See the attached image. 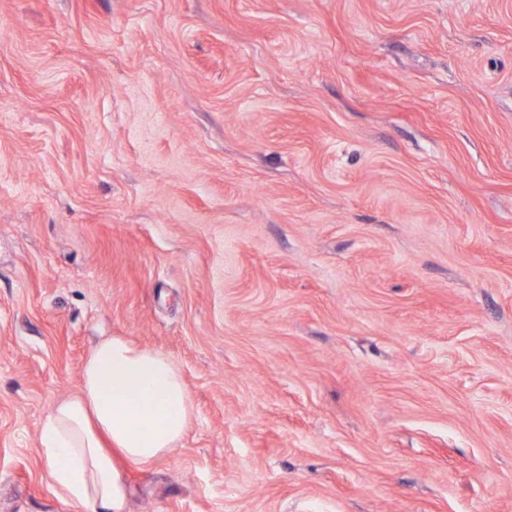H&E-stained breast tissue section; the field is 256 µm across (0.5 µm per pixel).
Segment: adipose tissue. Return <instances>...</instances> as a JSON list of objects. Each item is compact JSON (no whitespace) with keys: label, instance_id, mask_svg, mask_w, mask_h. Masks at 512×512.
Masks as SVG:
<instances>
[{"label":"adipose tissue","instance_id":"adipose-tissue-1","mask_svg":"<svg viewBox=\"0 0 512 512\" xmlns=\"http://www.w3.org/2000/svg\"><path fill=\"white\" fill-rule=\"evenodd\" d=\"M194 419L181 366L123 336L100 340L77 391L40 424V452L54 493L76 507L127 512L122 465L144 466L174 452Z\"/></svg>","mask_w":512,"mask_h":512}]
</instances>
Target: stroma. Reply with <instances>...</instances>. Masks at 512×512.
Segmentation results:
<instances>
[{
    "label": "stroma",
    "mask_w": 512,
    "mask_h": 512,
    "mask_svg": "<svg viewBox=\"0 0 512 512\" xmlns=\"http://www.w3.org/2000/svg\"><path fill=\"white\" fill-rule=\"evenodd\" d=\"M104 336L129 512H512V0H0V512ZM194 419L181 366L124 336L100 340L83 364L77 391L40 424V452L54 493L74 507L127 512L121 466L174 452Z\"/></svg>",
    "instance_id": "1"
}]
</instances>
